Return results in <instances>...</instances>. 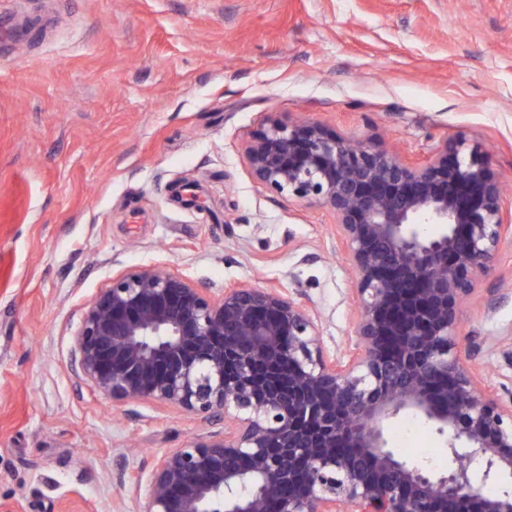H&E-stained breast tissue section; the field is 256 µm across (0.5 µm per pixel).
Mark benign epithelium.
Here are the masks:
<instances>
[{
	"instance_id": "7a95c632",
	"label": "benign epithelium",
	"mask_w": 512,
	"mask_h": 512,
	"mask_svg": "<svg viewBox=\"0 0 512 512\" xmlns=\"http://www.w3.org/2000/svg\"><path fill=\"white\" fill-rule=\"evenodd\" d=\"M252 177L334 217L358 312L353 352L326 354L279 283L216 292L155 266L112 278L72 336L75 376L114 403L150 401L222 436L172 448L142 512H512V390L482 385L456 343L459 310L512 232L490 158L445 140L423 163L268 116L243 141ZM426 225L434 231H423ZM435 428L448 467L389 446V423ZM482 483L474 484L473 465Z\"/></svg>"
}]
</instances>
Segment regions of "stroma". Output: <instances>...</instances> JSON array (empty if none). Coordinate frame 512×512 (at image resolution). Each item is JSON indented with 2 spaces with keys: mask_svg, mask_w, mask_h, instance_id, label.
<instances>
[{
  "mask_svg": "<svg viewBox=\"0 0 512 512\" xmlns=\"http://www.w3.org/2000/svg\"><path fill=\"white\" fill-rule=\"evenodd\" d=\"M0 506L140 512L112 482L222 425L93 391L70 367L86 303L130 268L210 288L277 280L354 345L334 218L257 183L263 118L317 120L421 162L460 136L512 196V0H0ZM486 383L512 333V235L463 305ZM441 468L420 420L390 431Z\"/></svg>",
  "mask_w": 512,
  "mask_h": 512,
  "instance_id": "35a3bbf8",
  "label": "stroma"
}]
</instances>
